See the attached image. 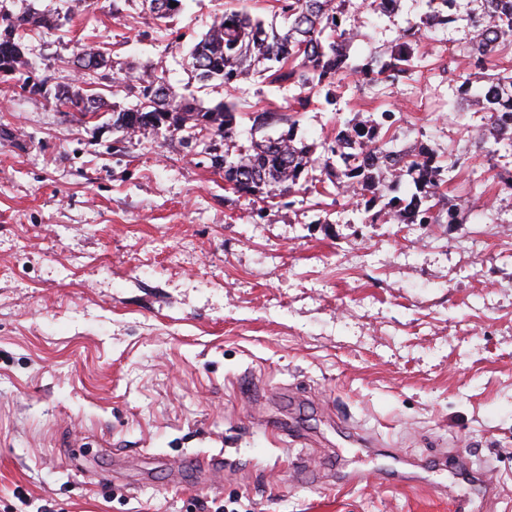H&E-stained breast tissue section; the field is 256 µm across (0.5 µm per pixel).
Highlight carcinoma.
<instances>
[{"mask_svg":"<svg viewBox=\"0 0 512 512\" xmlns=\"http://www.w3.org/2000/svg\"><path fill=\"white\" fill-rule=\"evenodd\" d=\"M176 6H171V2ZM157 19L173 17L182 0H143ZM346 0H273L274 13L285 20L279 30L269 28L247 12L224 11L208 32L189 51L191 72L201 82L218 81L229 86L248 76L256 66L274 61L278 66L269 75L272 83H288L300 89L288 106V115L275 122L288 125L276 137L253 140L241 149L236 144V112L230 103L205 107L193 98L176 96L166 81L152 74L125 76L122 83L146 105L123 108L108 102L90 89L60 85L57 103L85 121L112 113L113 128L129 138H153L163 132L219 136L224 139L221 156L224 180L240 195L267 204L293 193H310L309 170L322 164L336 188H349L366 202H383L382 208L364 224H455L462 204H450L441 191L444 167L426 145L413 150L394 147L397 119L390 110L373 109L365 119H354L336 132L327 156H314V147L296 141L295 116L307 109L313 99L324 97L333 103L332 87L351 71L372 76V84H394L415 72L413 41L421 29L444 25L443 5L448 0H427L429 10L420 21L403 30L396 43L385 52H372L361 64L354 61L350 47L356 38L343 7ZM470 23L484 16L495 28L493 35L471 34L467 58L476 64L459 68L448 57L443 70L457 73L459 98L475 90V105L486 114V122L473 136L479 149L491 156L512 155V69L500 73L502 60L512 52V0H476ZM56 25L49 11H24L0 15V70L14 76L25 60L26 36L38 28ZM77 62L92 72L107 67L103 51L86 49ZM406 187L408 198L397 196Z\"/></svg>","mask_w":512,"mask_h":512,"instance_id":"obj_1","label":"carcinoma"}]
</instances>
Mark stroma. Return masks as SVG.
I'll use <instances>...</instances> for the list:
<instances>
[{
	"label": "stroma",
	"mask_w": 512,
	"mask_h": 512,
	"mask_svg": "<svg viewBox=\"0 0 512 512\" xmlns=\"http://www.w3.org/2000/svg\"><path fill=\"white\" fill-rule=\"evenodd\" d=\"M185 4L161 23L141 0H0L60 14L25 41L42 92L0 80V512H463L468 485L412 479L448 449L493 467L486 512H512V197L485 190L512 156L476 147L482 113L449 111L455 76L350 74L336 106L300 114L298 137L321 147L355 113L392 108L397 147L455 156L443 190L468 197L457 224H363L359 199L333 189L258 210L209 138L130 139L111 115L57 106L52 89L86 79L70 59L98 45L97 90L121 106L138 98L113 76L146 71L204 106L235 103L242 143L254 111L287 112L297 86L258 73L205 86L186 66L224 10L269 22L268 0ZM426 10L351 0L353 53L386 49ZM466 41L459 23L418 51L444 60ZM356 431L409 481L338 483ZM192 454L231 468L179 482ZM302 454L314 476L295 474Z\"/></svg>",
	"instance_id": "obj_1"
}]
</instances>
